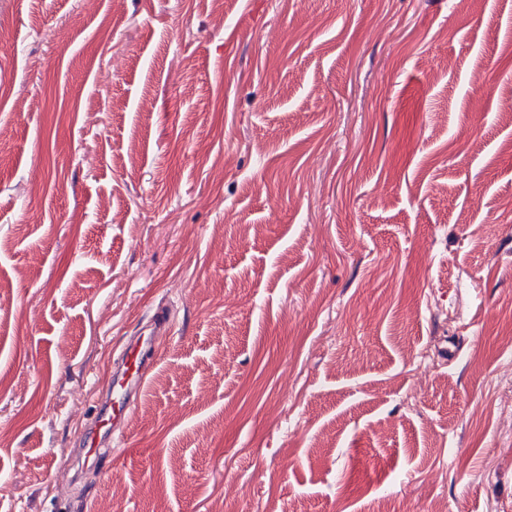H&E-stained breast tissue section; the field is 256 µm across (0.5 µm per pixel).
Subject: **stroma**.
<instances>
[{"label": "stroma", "mask_w": 512, "mask_h": 512, "mask_svg": "<svg viewBox=\"0 0 512 512\" xmlns=\"http://www.w3.org/2000/svg\"><path fill=\"white\" fill-rule=\"evenodd\" d=\"M0 15V512H512V0ZM171 331V321L165 309L157 308L150 328L133 337L119 360L114 361L112 378L102 389L101 408L94 426L81 436L76 453L87 461L112 453L114 441L119 443V425H124L133 412L139 391L153 368L158 354L159 340Z\"/></svg>", "instance_id": "1"}]
</instances>
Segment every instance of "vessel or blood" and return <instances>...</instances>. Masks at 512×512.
Returning a JSON list of instances; mask_svg holds the SVG:
<instances>
[{
  "label": "vessel or blood",
  "instance_id": "1",
  "mask_svg": "<svg viewBox=\"0 0 512 512\" xmlns=\"http://www.w3.org/2000/svg\"><path fill=\"white\" fill-rule=\"evenodd\" d=\"M171 331L165 309H156L147 331L139 333L127 344L114 362L112 378L101 391V408L94 426L81 436L77 453L82 458L101 457L111 452L119 425L128 421L139 391L153 368L159 341Z\"/></svg>",
  "mask_w": 512,
  "mask_h": 512
}]
</instances>
